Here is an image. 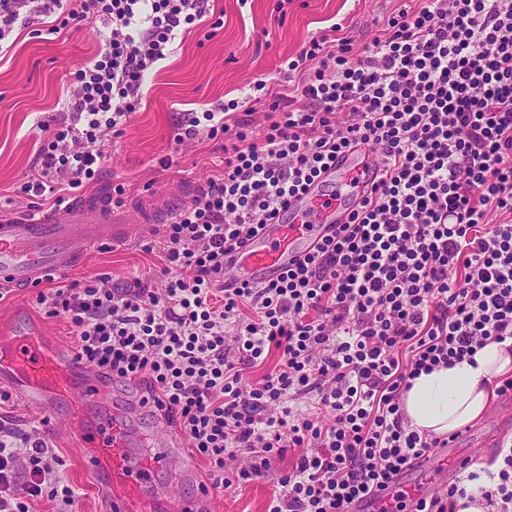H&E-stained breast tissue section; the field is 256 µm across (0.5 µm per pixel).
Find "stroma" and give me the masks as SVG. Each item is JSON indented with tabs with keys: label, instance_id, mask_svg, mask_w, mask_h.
<instances>
[{
	"label": "stroma",
	"instance_id": "35a3bbf8",
	"mask_svg": "<svg viewBox=\"0 0 512 512\" xmlns=\"http://www.w3.org/2000/svg\"><path fill=\"white\" fill-rule=\"evenodd\" d=\"M405 4L406 0H215L213 16L192 29L174 54L148 75L142 106L131 115L123 134L110 139L111 156L90 193L120 186L130 199L148 189H163L172 177H214L224 168L222 139L205 138L177 148L180 112H201L246 97L255 110V122H265L271 91L284 82L289 60L307 42L343 36L354 50H362L382 36ZM101 30V24L84 22L49 40L23 29L15 32L12 46L0 52V213L25 206L16 190L33 168L38 124L66 109L69 81L99 51ZM146 241L153 243V251H143ZM164 267L161 238L147 229L124 243L88 251L83 266L60 280L108 274L120 286L152 278ZM37 296L34 289L16 291L0 302V327L11 321L30 323L55 341L72 342L74 330L67 320L48 316ZM70 413L68 406L58 405V428L46 437L58 457L57 480L74 492L72 512H104L106 504L93 477L63 431ZM504 415L512 418V404L492 398L484 418L473 421L466 435L457 439L456 446L470 459L472 469L488 464L494 453L496 438L484 429L485 418ZM299 454V449H288L272 469L216 495L217 512H266L279 478L294 467ZM195 465L191 477L160 471L150 495L176 504L201 501L208 465L201 459Z\"/></svg>",
	"mask_w": 512,
	"mask_h": 512
}]
</instances>
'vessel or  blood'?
<instances>
[{"mask_svg": "<svg viewBox=\"0 0 512 512\" xmlns=\"http://www.w3.org/2000/svg\"><path fill=\"white\" fill-rule=\"evenodd\" d=\"M376 154L360 146L338 155L307 190L290 198L288 213L264 225L224 260V278L261 284L311 253L358 209L377 174ZM206 188L197 178H178L160 193L116 208L108 195L75 199L31 216L23 212L0 221V288H31L77 267L89 247L119 243L137 230L175 222L184 205ZM30 404L52 409L69 403L67 426L96 489L110 512H157L147 485L169 462L188 466V441L165 424L155 429L154 455L134 452L123 392L106 385L95 370L76 362L68 349L35 327L17 326L0 335V384Z\"/></svg>", "mask_w": 512, "mask_h": 512, "instance_id": "vessel-or-blood-1", "label": "vessel or blood"}]
</instances>
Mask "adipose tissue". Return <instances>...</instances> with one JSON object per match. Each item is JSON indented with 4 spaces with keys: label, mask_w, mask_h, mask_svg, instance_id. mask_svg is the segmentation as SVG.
<instances>
[{
    "label": "adipose tissue",
    "mask_w": 512,
    "mask_h": 512,
    "mask_svg": "<svg viewBox=\"0 0 512 512\" xmlns=\"http://www.w3.org/2000/svg\"><path fill=\"white\" fill-rule=\"evenodd\" d=\"M512 372V350L491 342L478 350L473 361L420 373L402 399L413 428L436 436L467 427L487 409L493 381Z\"/></svg>",
    "instance_id": "obj_1"
}]
</instances>
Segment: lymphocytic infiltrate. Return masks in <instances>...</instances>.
Instances as JSON below:
<instances>
[{
  "label": "lymphocytic infiltrate",
  "instance_id": "1",
  "mask_svg": "<svg viewBox=\"0 0 512 512\" xmlns=\"http://www.w3.org/2000/svg\"><path fill=\"white\" fill-rule=\"evenodd\" d=\"M210 12L211 0H0V42L39 16L51 35L76 21L104 28L67 113L40 123L38 168L20 194L59 207L98 179L105 132L123 134L148 71ZM288 79L262 127L222 105L181 113L176 145L223 137L224 169L163 227L179 277L119 288L103 275L38 298L74 327L77 360L103 380L144 385V403L208 463L212 489L296 448L267 512H351L449 443L410 425L411 379L512 340V0H409L361 53L311 39ZM359 145L378 150L381 170L349 223L278 279L225 287V254ZM273 349L279 366L245 384ZM311 393L316 410L288 406ZM271 404L280 414L261 417ZM242 455L251 468L227 473L225 459ZM495 456L489 483L464 461L400 512H453L471 482L479 505L512 512V442ZM55 462L38 432L0 424V512H29Z\"/></svg>",
  "mask_w": 512,
  "mask_h": 512
}]
</instances>
